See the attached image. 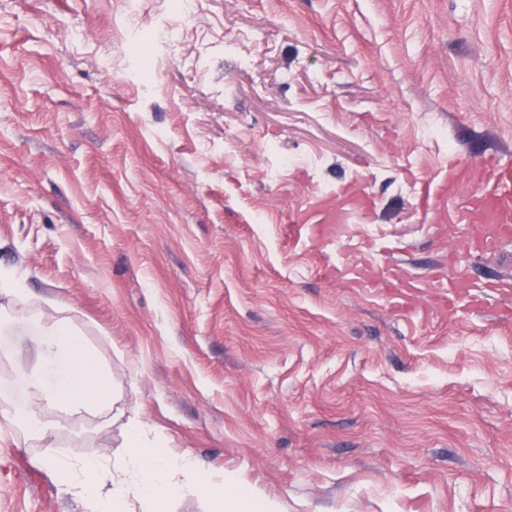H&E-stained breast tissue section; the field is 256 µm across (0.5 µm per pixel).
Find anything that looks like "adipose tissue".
Masks as SVG:
<instances>
[{
	"mask_svg": "<svg viewBox=\"0 0 512 512\" xmlns=\"http://www.w3.org/2000/svg\"><path fill=\"white\" fill-rule=\"evenodd\" d=\"M43 364L27 377V386L38 399L64 411L103 407L111 400L108 378L83 338L66 323L47 328L41 340ZM127 453L115 466L119 477L111 493L101 491L99 475L107 466L103 457L73 464L53 462L62 492L79 494L92 502L93 512H130V499H137L143 512H169V505L185 492L210 496L222 512H269L262 492L255 486L224 477L214 482L200 461L169 454L161 439H148L141 424H131L126 434ZM190 475L184 485L175 473Z\"/></svg>",
	"mask_w": 512,
	"mask_h": 512,
	"instance_id": "adipose-tissue-1",
	"label": "adipose tissue"
}]
</instances>
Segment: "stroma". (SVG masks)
Masks as SVG:
<instances>
[{
  "instance_id": "stroma-1",
  "label": "stroma",
  "mask_w": 512,
  "mask_h": 512,
  "mask_svg": "<svg viewBox=\"0 0 512 512\" xmlns=\"http://www.w3.org/2000/svg\"><path fill=\"white\" fill-rule=\"evenodd\" d=\"M490 156L512 163V0H0V275L29 317L0 323V398L57 425L0 421V512H92L49 462L120 461L132 420L274 512H512V242L474 250L417 197L450 170L465 202ZM334 207L323 247L289 240ZM393 266L411 308L355 282ZM58 321L106 408L29 392Z\"/></svg>"
}]
</instances>
